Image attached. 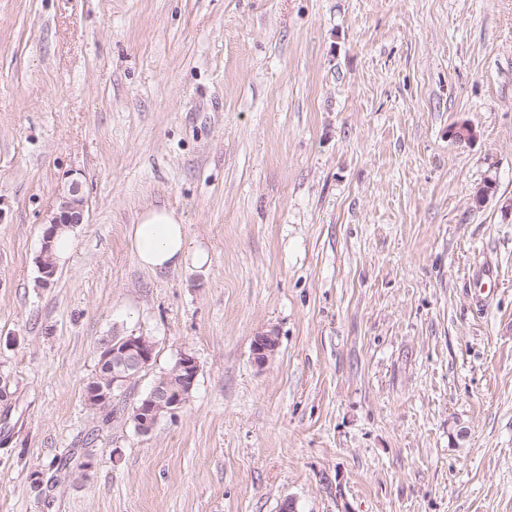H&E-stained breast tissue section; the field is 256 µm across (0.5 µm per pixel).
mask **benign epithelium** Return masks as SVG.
Segmentation results:
<instances>
[{
  "instance_id": "7a95c632",
  "label": "benign epithelium",
  "mask_w": 512,
  "mask_h": 512,
  "mask_svg": "<svg viewBox=\"0 0 512 512\" xmlns=\"http://www.w3.org/2000/svg\"><path fill=\"white\" fill-rule=\"evenodd\" d=\"M86 201L82 194L81 184L77 181L68 186L63 201L57 212L49 220V226L43 235V244L38 259L39 270L47 280L55 275V266L48 258L51 241L61 229H69L84 223ZM278 338L272 333H263L255 337L252 352L258 364L265 363L276 351ZM155 344L153 340L144 335L134 333L121 338L114 336L112 340L104 343L100 350L99 360L104 364L112 361V392H120L127 383L147 368L154 358ZM200 367L194 355L183 353L176 362V371L182 375L184 384L193 388ZM183 405L179 398L169 397L164 386L157 383L149 397L143 403L138 413L142 414L141 426L138 432L149 434L159 420L160 412L175 414Z\"/></svg>"
}]
</instances>
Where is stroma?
<instances>
[{"mask_svg":"<svg viewBox=\"0 0 512 512\" xmlns=\"http://www.w3.org/2000/svg\"><path fill=\"white\" fill-rule=\"evenodd\" d=\"M154 204L189 247L158 273ZM129 333L154 360L106 422ZM0 381V512H512V0H0ZM85 211L86 201L82 194L81 184L78 181H72L65 192L60 207L50 218L49 226L46 228L43 235V244L38 264L41 274L47 278L46 282L49 283L55 275V266L51 264V259L47 257L49 251L55 264L56 258L64 259L68 257L72 251V241L70 237L64 232L66 230L61 231L63 233H59L55 240V258L52 251V240L54 236L60 229H69L77 224H83ZM129 239L139 264L154 272L177 268L186 260L185 217L163 204L139 215L131 225ZM112 336V341H106L100 350V365L106 363L112 356V394H106L110 386V374L104 367L98 368V372L86 386V395L90 390L102 391L103 394L86 403L101 404L114 397L115 392H120L127 383L147 368L154 358L155 344L149 336L136 335L134 333L122 336ZM120 339V340H119ZM112 351V353H111ZM278 338L273 333H263L255 336L252 352L258 364H264L276 351ZM175 363L155 380V383L157 381L166 382L173 398L169 397L164 385L158 382L155 384L151 393L149 392L150 395L148 394L149 397L145 400L141 409L137 411L138 414L144 415L140 418L142 421L138 429L140 434L146 435L153 430L159 420L161 411L174 415L183 405V401L187 402L192 394L193 390L188 393L187 389L183 387L178 374L174 372V366L176 371L182 375L184 384L188 385L190 390L193 388L200 370L197 359L192 354L182 353ZM178 397H181L182 401Z\"/></svg>","mask_w":512,"mask_h":512,"instance_id":"1","label":"stroma"}]
</instances>
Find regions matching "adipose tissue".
<instances>
[{
    "instance_id": "1",
    "label": "adipose tissue",
    "mask_w": 512,
    "mask_h": 512,
    "mask_svg": "<svg viewBox=\"0 0 512 512\" xmlns=\"http://www.w3.org/2000/svg\"><path fill=\"white\" fill-rule=\"evenodd\" d=\"M129 239L139 264L155 272L177 268L187 256L185 217L164 205L143 211Z\"/></svg>"
}]
</instances>
